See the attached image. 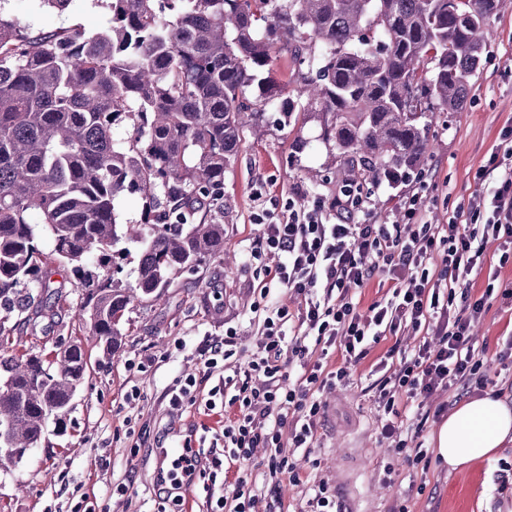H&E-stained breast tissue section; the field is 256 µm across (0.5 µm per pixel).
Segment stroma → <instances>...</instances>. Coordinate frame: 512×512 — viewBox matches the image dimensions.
I'll return each mask as SVG.
<instances>
[{"label":"stroma","instance_id":"obj_1","mask_svg":"<svg viewBox=\"0 0 512 512\" xmlns=\"http://www.w3.org/2000/svg\"><path fill=\"white\" fill-rule=\"evenodd\" d=\"M0 16L35 31L78 27L92 34L105 26L109 8L107 0H72L66 13L57 14L40 0H0ZM509 123L512 11L493 21L491 48L465 107L438 115L427 163L432 180L424 186L413 178L395 188L373 187L375 219H392L402 199L420 190L433 202V219L446 222L477 191L473 175ZM319 133L312 121L300 129L283 125L273 109L261 131L246 132L224 174L229 259L214 258L182 274L160 302H132L114 356L104 355L91 338L79 314V292L72 287L64 288L56 303V322L40 319L35 328L13 334L11 353L31 349L48 356L56 345L81 342L87 367L64 432L48 427L18 465L0 470V512H163L156 487L162 449L180 447L200 425L213 427L218 421L193 406L175 412L166 394L177 381L198 375L203 342L222 339L227 328L236 329L242 348H254L257 327L250 306L259 280L245 255L259 233L251 221L252 195L259 190L277 200L296 191L334 194L336 181ZM298 138L307 146L296 155L292 144ZM473 333L478 344L496 349L498 341L512 336V310L493 304ZM391 345V340L381 341L356 366L348 386L323 393L317 475L335 487L354 481L369 512H388L399 499L406 500L410 512H512V480L500 479L504 466H512V447L493 461L452 470L434 457L424 467L409 465L382 437L367 386ZM388 464L396 472L390 485L383 481ZM120 484L127 487L125 495L112 494Z\"/></svg>","mask_w":512,"mask_h":512}]
</instances>
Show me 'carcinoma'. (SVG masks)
<instances>
[{
  "label": "carcinoma",
  "mask_w": 512,
  "mask_h": 512,
  "mask_svg": "<svg viewBox=\"0 0 512 512\" xmlns=\"http://www.w3.org/2000/svg\"><path fill=\"white\" fill-rule=\"evenodd\" d=\"M505 3L109 0L94 34L0 17V311L18 331L52 319L69 284L117 352L131 302L224 252V172L270 108L318 123L339 186L405 182L428 162L437 113L463 108ZM283 55L279 84L268 73ZM127 192L141 215L122 224ZM122 243L139 249L124 289L110 277ZM86 366L80 342L0 358L8 447H35L50 420L64 429Z\"/></svg>",
  "instance_id": "cac0c4a2"
}]
</instances>
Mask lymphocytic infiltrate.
<instances>
[{"label":"lymphocytic infiltrate","instance_id":"lymphocytic-infiltrate-1","mask_svg":"<svg viewBox=\"0 0 512 512\" xmlns=\"http://www.w3.org/2000/svg\"><path fill=\"white\" fill-rule=\"evenodd\" d=\"M479 186L463 222L437 224L422 193L407 196L398 222L371 219L370 197L351 187L334 197L287 199L275 209L257 205L260 227L247 261L261 274L250 311L258 326L256 348L236 360V329L200 349L204 370L169 391L172 409L196 404L207 392L205 413H218L222 455L203 462L199 449L184 443L160 484L175 508L201 475L215 512H272L281 505L282 480L300 488L311 512H337L327 481L301 471L297 452L311 454L321 425V390L350 381L352 368L381 340L411 334L421 341L410 353L391 347L376 364L375 402L381 432L409 464L428 451L409 447V433H422L429 419L447 416L449 404L430 406L440 388L464 396L490 382L494 365L512 362V337L496 350L476 348L474 321L492 300L512 306V284L489 276L475 291L471 276L486 264L512 265V124L474 176ZM388 290L362 305L357 292L373 279ZM297 379L286 384V370ZM266 450L261 473L249 467L255 448Z\"/></svg>","mask_w":512,"mask_h":512}]
</instances>
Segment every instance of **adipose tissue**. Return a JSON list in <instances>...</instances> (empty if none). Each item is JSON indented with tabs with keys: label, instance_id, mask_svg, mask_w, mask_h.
<instances>
[{
	"label": "adipose tissue",
	"instance_id": "ef3b65f1",
	"mask_svg": "<svg viewBox=\"0 0 512 512\" xmlns=\"http://www.w3.org/2000/svg\"><path fill=\"white\" fill-rule=\"evenodd\" d=\"M433 443L437 457L452 469L495 459L512 443V406L488 395L462 400L438 426Z\"/></svg>",
	"mask_w": 512,
	"mask_h": 512
}]
</instances>
